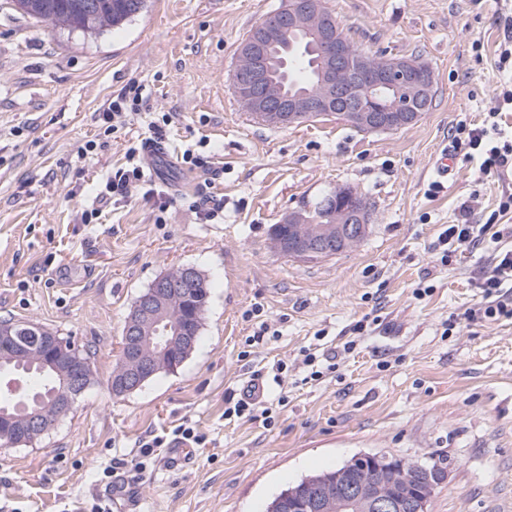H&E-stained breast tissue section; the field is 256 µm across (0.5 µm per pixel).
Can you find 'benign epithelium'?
<instances>
[{
    "label": "benign epithelium",
    "instance_id": "benign-epithelium-1",
    "mask_svg": "<svg viewBox=\"0 0 512 512\" xmlns=\"http://www.w3.org/2000/svg\"><path fill=\"white\" fill-rule=\"evenodd\" d=\"M303 37L319 56V82L314 93L288 96L270 79L271 50ZM231 84L238 101L258 121L277 127L334 112L366 132L396 131L417 123L434 99L432 68L417 57L368 59L355 51L323 0H284L256 25L252 37L240 44ZM336 212L320 224L307 205L293 210L282 223L290 235L274 234L282 254L320 259L336 242L343 250L366 234L370 212L365 198L350 186L336 187ZM197 285L195 270L180 268L174 279L160 278L138 299L125 321L121 357L125 364L112 377V391L123 394L170 362L172 349L195 341V327L186 317L168 319L163 304L182 307L188 288ZM29 358L56 379L50 404L25 410H0V425L14 430L7 446L33 443L61 416L68 414L88 384L89 361L74 355V345L56 334L39 330L37 350L15 349V359ZM19 379L0 368V396L15 394ZM443 463L424 466L388 454L359 456L336 469V475L307 481L303 491L288 492L289 512H428L435 490L446 481Z\"/></svg>",
    "mask_w": 512,
    "mask_h": 512
}]
</instances>
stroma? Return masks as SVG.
Returning a JSON list of instances; mask_svg holds the SVG:
<instances>
[{
    "mask_svg": "<svg viewBox=\"0 0 512 512\" xmlns=\"http://www.w3.org/2000/svg\"><path fill=\"white\" fill-rule=\"evenodd\" d=\"M280 4L146 0L124 25L90 34L0 0V320L71 338L93 368L51 430L0 446V512H265L301 479L380 453L447 463L429 512H512V319L464 317L490 247L445 266L438 248L469 196L471 223L497 210L512 172L477 179V161L460 153L447 177L435 166L456 123L482 124L493 109L499 141L512 140L496 67L512 0H325L355 46L416 55L434 71L429 112L381 133L333 115L271 127L243 110L230 82L238 48ZM132 84L144 115L83 155L99 110ZM161 120L173 161L82 223ZM188 149L209 157L212 174L180 165ZM340 185L372 205L365 239L314 261L278 252L272 225ZM208 197L224 209L205 222L193 204ZM183 266L210 284L194 352L115 395L128 314ZM252 378L268 416L225 418ZM181 425L204 440L176 466ZM150 434L169 445L145 459L138 442ZM113 486L124 496L109 497Z\"/></svg>",
    "mask_w": 512,
    "mask_h": 512,
    "instance_id": "35a3bbf8",
    "label": "stroma"
}]
</instances>
